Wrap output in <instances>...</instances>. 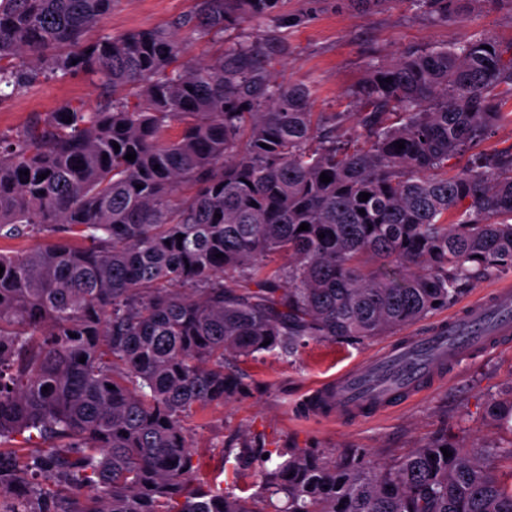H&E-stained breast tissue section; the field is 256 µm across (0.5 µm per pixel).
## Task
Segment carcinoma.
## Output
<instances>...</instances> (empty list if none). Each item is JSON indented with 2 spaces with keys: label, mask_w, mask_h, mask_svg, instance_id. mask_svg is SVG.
<instances>
[{
  "label": "carcinoma",
  "mask_w": 512,
  "mask_h": 512,
  "mask_svg": "<svg viewBox=\"0 0 512 512\" xmlns=\"http://www.w3.org/2000/svg\"><path fill=\"white\" fill-rule=\"evenodd\" d=\"M395 2L199 0L172 30L88 40L116 0H0V100L41 76L112 86L94 111L0 133V241L72 238L0 246L8 512H255L193 486L185 419L244 392L226 356L383 336L512 275V149L458 166L512 115V45L474 33L373 59L353 112H314L315 84L276 81L284 31L330 4ZM410 2L446 23L460 0ZM258 19L265 39L224 37ZM221 38L184 60L188 42ZM503 459L512 446L446 437L385 465L361 449L236 456L272 512H512Z\"/></svg>",
  "instance_id": "obj_1"
}]
</instances>
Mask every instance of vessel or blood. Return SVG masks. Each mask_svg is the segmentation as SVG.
I'll list each match as a JSON object with an SVG mask.
<instances>
[{
    "instance_id": "1",
    "label": "vessel or blood",
    "mask_w": 512,
    "mask_h": 512,
    "mask_svg": "<svg viewBox=\"0 0 512 512\" xmlns=\"http://www.w3.org/2000/svg\"><path fill=\"white\" fill-rule=\"evenodd\" d=\"M512 344V285L314 386L302 400L312 420H359L400 408L478 355Z\"/></svg>"
}]
</instances>
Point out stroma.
Returning <instances> with one entry per match:
<instances>
[{
    "mask_svg": "<svg viewBox=\"0 0 512 512\" xmlns=\"http://www.w3.org/2000/svg\"><path fill=\"white\" fill-rule=\"evenodd\" d=\"M197 4L198 0H118L101 30L116 35L168 28ZM476 32L511 44L512 0H463L458 15L445 23L433 21L409 0H396L391 8L370 14L330 8L290 31L294 54L277 64V79L286 84L315 83L313 111L345 112L351 91L368 78L371 58L391 61L402 52L449 45ZM105 91L101 80L83 74L40 79L25 94L0 102V133L20 130L32 114L66 104L97 107ZM385 342L382 336L357 344L314 341L288 360L265 353L228 360V369L242 373L247 394L220 406L194 408L185 421L205 487L241 494L253 482V474L236 470L226 460L223 446L255 439L270 450L312 449L336 460L349 449L363 448L382 464L447 434L463 438L469 447L512 445V428L489 412L492 403L512 399V348L477 357L445 385L391 413L360 422L318 424L305 419L297 403L312 385L362 361Z\"/></svg>",
    "mask_w": 512,
    "mask_h": 512,
    "instance_id": "stroma-1",
    "label": "stroma"
}]
</instances>
